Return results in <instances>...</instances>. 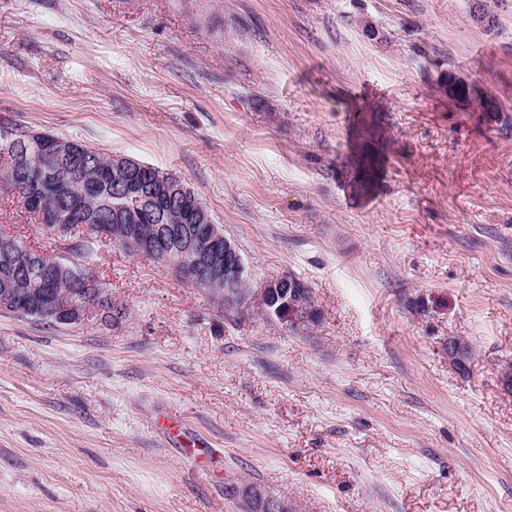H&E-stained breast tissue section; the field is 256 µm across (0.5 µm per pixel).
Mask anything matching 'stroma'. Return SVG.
<instances>
[{"label": "stroma", "mask_w": 512, "mask_h": 512, "mask_svg": "<svg viewBox=\"0 0 512 512\" xmlns=\"http://www.w3.org/2000/svg\"><path fill=\"white\" fill-rule=\"evenodd\" d=\"M0 125L183 177L252 288L294 275L319 314L234 323L110 245L122 319L0 310V512H242L247 485L294 512H512V0H0ZM0 229L70 254L6 192ZM449 80L453 81V84L456 87V91L454 93L452 92L453 84H449ZM440 86L444 89H448V97L453 99L457 104L459 105H470L475 100H480L481 97L477 91V89L469 82L461 79V77L457 76L456 74L452 72H448L445 75H443L440 79ZM471 100V101H470ZM159 426L165 428L168 431L169 435H172L180 446H185L183 448L193 452L194 454H202L208 451L209 442L199 436L190 434L186 429L182 427V422L173 415H167L159 421ZM184 442H187L184 444ZM187 446V447H186Z\"/></svg>", "instance_id": "1"}]
</instances>
